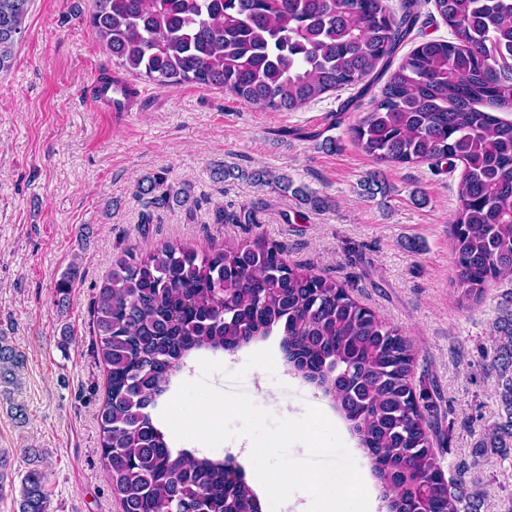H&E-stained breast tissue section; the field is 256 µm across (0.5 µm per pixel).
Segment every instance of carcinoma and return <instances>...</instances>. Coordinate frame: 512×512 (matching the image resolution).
I'll use <instances>...</instances> for the list:
<instances>
[{
	"label": "carcinoma",
	"mask_w": 512,
	"mask_h": 512,
	"mask_svg": "<svg viewBox=\"0 0 512 512\" xmlns=\"http://www.w3.org/2000/svg\"><path fill=\"white\" fill-rule=\"evenodd\" d=\"M31 0H0V73L25 30ZM397 17L384 0H92L90 23L125 71L163 87H219L273 112H295L355 86L391 58L416 15ZM455 41L425 40L404 55L381 98L349 127L376 164L463 165L458 209L448 228L459 303H481L512 282V0H434ZM219 181L245 179L291 193L313 211L328 204L285 173L217 168ZM363 191L385 195L381 172ZM148 206L192 211L188 186L163 174L137 185ZM216 224H256V207L219 209ZM76 267L56 283L68 300ZM97 356L107 371L101 449L121 512H263L233 460L175 450L155 410L174 371L193 353L234 352L281 331L294 372L321 388L350 425L387 512H478L481 493L445 479L437 446L436 389L416 390V347L334 279L295 270L284 249L262 241L202 255L167 245L145 260L119 261L93 304ZM498 417L474 458L512 457V290L490 350ZM24 356L0 336V385L17 383ZM38 452H27L18 512H49Z\"/></svg>",
	"instance_id": "1"
}]
</instances>
